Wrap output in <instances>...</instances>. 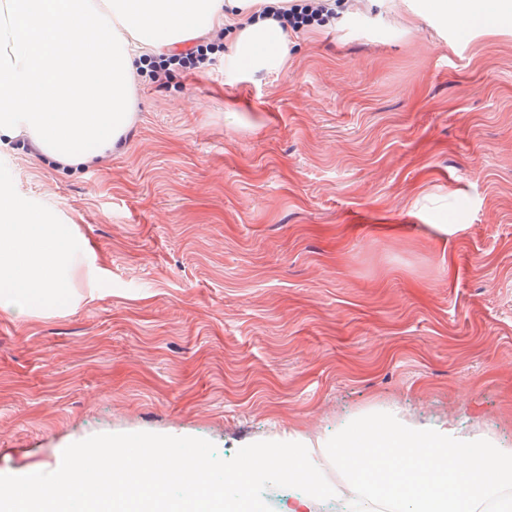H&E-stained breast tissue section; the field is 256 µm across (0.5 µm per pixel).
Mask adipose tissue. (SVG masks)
Instances as JSON below:
<instances>
[{
    "label": "adipose tissue",
    "instance_id": "adipose-tissue-1",
    "mask_svg": "<svg viewBox=\"0 0 512 512\" xmlns=\"http://www.w3.org/2000/svg\"><path fill=\"white\" fill-rule=\"evenodd\" d=\"M445 13L487 27L512 16V0H438ZM267 0H0V144L29 141L46 158L76 167L104 157L134 121L137 62L142 55L189 50L241 20L224 64L267 72L288 56V33L264 18ZM85 245L69 225L31 215L0 189V310L27 319L61 297H76ZM130 467L115 437L77 449L74 482L61 471L27 498L47 506L122 508L151 493L173 512H222L224 489H245L271 470L299 486L281 512H512V447L482 429L427 425L396 405L381 406L327 441L298 432L253 442L224 463V485L210 486L209 459L186 456L176 441L152 436Z\"/></svg>",
    "mask_w": 512,
    "mask_h": 512
}]
</instances>
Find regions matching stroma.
<instances>
[{
    "mask_svg": "<svg viewBox=\"0 0 512 512\" xmlns=\"http://www.w3.org/2000/svg\"><path fill=\"white\" fill-rule=\"evenodd\" d=\"M135 107L93 166L0 146L92 273L0 311V478L116 436L220 463L386 404L512 444V30L358 0L280 70L141 73Z\"/></svg>",
    "mask_w": 512,
    "mask_h": 512,
    "instance_id": "35a3bbf8",
    "label": "stroma"
}]
</instances>
